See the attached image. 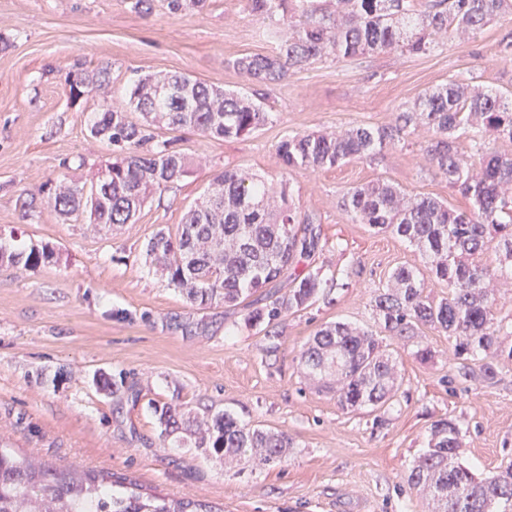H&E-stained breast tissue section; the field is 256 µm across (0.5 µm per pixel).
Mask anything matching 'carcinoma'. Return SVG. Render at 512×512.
Returning <instances> with one entry per match:
<instances>
[{"label":"carcinoma","instance_id":"carcinoma-1","mask_svg":"<svg viewBox=\"0 0 512 512\" xmlns=\"http://www.w3.org/2000/svg\"><path fill=\"white\" fill-rule=\"evenodd\" d=\"M248 10L277 43L272 54L246 55L230 65L249 81L269 85L323 56L348 58L369 52L425 55L460 35H475L494 17L512 10V0H247ZM110 71L101 66L65 77L69 97L102 98L89 123L90 135L106 141L117 155L90 185L60 181L48 188L47 204L67 216L89 215L99 228L128 224L150 185H165L187 173V163L151 130L163 123L172 130L192 129L224 139L253 134L269 112L247 97L187 76L137 79L127 95L111 97ZM139 112L144 122L129 119ZM425 126L434 138L426 147L435 172L470 200L464 211L430 197L405 200L396 186L377 181L344 193L340 208L354 222L389 230L415 246L422 267L400 266L372 296L377 323L391 336L413 340L423 327L438 329L454 341L457 358L478 364L484 376L497 374L496 359L512 363V336L498 320L499 286L512 283V155L500 140L512 142V99L493 89L473 91L451 82L424 92L400 112L395 123L357 125L334 136L295 134L279 142L277 153L291 169L332 168L369 158L400 140L409 129ZM466 134L470 158L465 166L458 138ZM320 242L306 216L287 204H271L267 184L237 170L219 174L202 202L191 207L177 232L161 229L148 243L147 256L168 273V285L191 303L237 305L269 283L288 278V293L262 306L249 302L247 322L260 325L306 308L328 283L318 272L293 266ZM36 266L52 257L47 250L0 257ZM448 286V295H424L425 277ZM310 376H333L325 388L343 409H381L400 388L395 362L371 328L336 322L320 328L301 352ZM164 433L190 424L181 406L151 403ZM200 448L224 454L227 462L257 457L278 462L292 443L288 437L240 423L219 410L200 431ZM460 429L435 422L427 449L413 464L408 483L431 503V512H512V463L479 478L459 461ZM126 479L110 472L53 467L0 444V512H224L208 502L166 500L143 492L119 493Z\"/></svg>","mask_w":512,"mask_h":512}]
</instances>
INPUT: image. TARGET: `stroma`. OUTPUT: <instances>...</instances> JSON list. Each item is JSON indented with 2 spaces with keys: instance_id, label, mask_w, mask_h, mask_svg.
<instances>
[{
  "instance_id": "35a3bbf8",
  "label": "stroma",
  "mask_w": 512,
  "mask_h": 512,
  "mask_svg": "<svg viewBox=\"0 0 512 512\" xmlns=\"http://www.w3.org/2000/svg\"><path fill=\"white\" fill-rule=\"evenodd\" d=\"M275 49L246 0H206L175 14L155 0L147 16L128 0H0V235L14 248L53 253L34 267L0 264V436L43 462L111 472L144 492L224 512H431L407 475L435 421L457 424L460 461L476 475L512 462V367L491 380L476 368L466 378L444 333L422 328L416 343L388 336L402 392L390 412H350L306 376L300 354L327 324L374 326L373 289L396 267L423 264L391 232L352 221L343 193L383 180L454 210L470 203L426 162L424 127L374 157L318 171L288 170L276 146L292 133L392 124L422 93L455 79L511 95L512 15L428 55L315 60L259 88L228 65ZM78 63L88 72L109 66L116 97L146 74L184 75L259 93L270 118L240 139L158 128L187 157V174L152 190L133 223L99 235L61 218L44 194L52 182H90L112 157L87 131L99 98L73 102L66 93ZM227 169L287 186L289 203L321 232L301 268L338 288L252 327L244 306L197 310L169 286L147 244L159 229L176 230ZM189 317L203 330H183ZM420 343L430 360L416 357ZM154 402L200 416L227 409L292 447L277 463L228 464L186 432L162 436Z\"/></svg>"
}]
</instances>
